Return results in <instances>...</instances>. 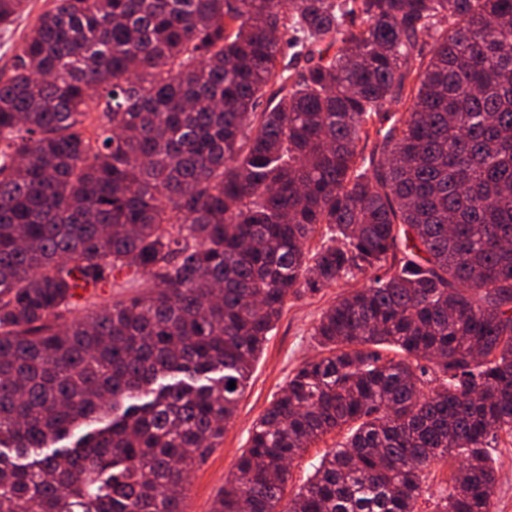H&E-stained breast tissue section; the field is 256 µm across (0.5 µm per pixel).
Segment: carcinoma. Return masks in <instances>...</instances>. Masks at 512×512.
Returning a JSON list of instances; mask_svg holds the SVG:
<instances>
[{
    "label": "carcinoma",
    "instance_id": "carcinoma-1",
    "mask_svg": "<svg viewBox=\"0 0 512 512\" xmlns=\"http://www.w3.org/2000/svg\"><path fill=\"white\" fill-rule=\"evenodd\" d=\"M341 277L212 512H416L447 462L435 512H492L512 0H52L0 74V512H185L288 295ZM345 436L346 430L334 431L312 442L300 453L291 465V474L288 480V487L281 502L282 506L307 481V478L313 472L312 464H317L320 457L327 450L336 447L337 443L343 442ZM451 467L449 464H438L432 468L428 484L430 491L425 493L418 501L417 512H434L436 510L435 497L439 488L446 486L450 476Z\"/></svg>",
    "mask_w": 512,
    "mask_h": 512
}]
</instances>
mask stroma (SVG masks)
<instances>
[{
    "label": "stroma",
    "instance_id": "stroma-1",
    "mask_svg": "<svg viewBox=\"0 0 512 512\" xmlns=\"http://www.w3.org/2000/svg\"><path fill=\"white\" fill-rule=\"evenodd\" d=\"M49 5L50 0H28L25 11L11 26H0V71L11 65L21 50L26 33ZM363 284L360 278H343L319 292L305 291L289 296L280 320L253 364L235 415L224 430L223 443L190 474L184 502L186 512H211L225 478L234 472L241 454L248 447L253 423L286 387L294 371L318 354L312 332L319 317L339 295ZM344 439V432L335 431L309 444L291 465L287 495H294L312 474L320 457ZM491 457L498 474L493 512H512V435L498 434Z\"/></svg>",
    "mask_w": 512,
    "mask_h": 512
}]
</instances>
